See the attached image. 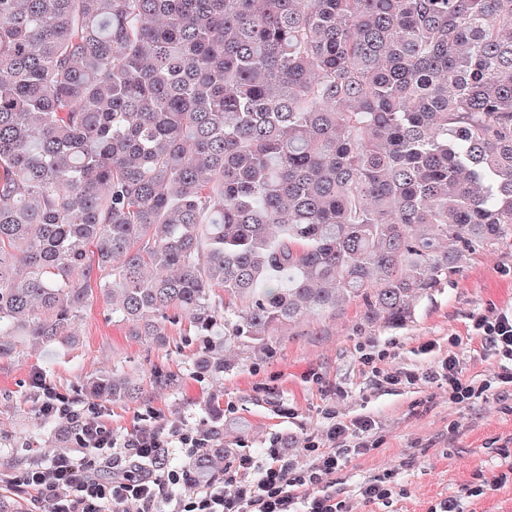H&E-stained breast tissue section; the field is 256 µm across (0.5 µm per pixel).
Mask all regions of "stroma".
Segmentation results:
<instances>
[{
  "mask_svg": "<svg viewBox=\"0 0 512 512\" xmlns=\"http://www.w3.org/2000/svg\"><path fill=\"white\" fill-rule=\"evenodd\" d=\"M512 312V240L474 254L463 275L420 300L402 326L365 324L352 304L336 316L279 332L268 346L243 353L229 349L223 379L200 378L189 323L168 325L164 343L129 335L113 321L108 304L95 302L78 321L73 349L49 347L16 360L0 361V471L18 473L54 453L41 431L31 385L45 374L77 407L84 400L79 381L116 368L140 388L127 402L98 400L91 405L113 432L124 435L155 422L197 434L209 428V405L224 406V462L243 457L261 464L273 439L289 453L320 437L328 412L343 418L369 416V450L348 456L336 476V491L351 512H427L449 496L464 512H512V467L501 456L512 449V400L479 397L464 403L448 398L447 387L380 382L375 369L419 373L447 355H456L464 379L479 386L493 379L502 363L472 332L474 317ZM378 355L376 367L362 354ZM174 374L176 386L157 382ZM395 472L391 498L369 503L359 486L384 469ZM502 476L493 489L483 481Z\"/></svg>",
  "mask_w": 512,
  "mask_h": 512,
  "instance_id": "35a3bbf8",
  "label": "stroma"
}]
</instances>
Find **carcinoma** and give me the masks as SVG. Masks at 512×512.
<instances>
[{"label": "carcinoma", "instance_id": "cac0c4a2", "mask_svg": "<svg viewBox=\"0 0 512 512\" xmlns=\"http://www.w3.org/2000/svg\"><path fill=\"white\" fill-rule=\"evenodd\" d=\"M510 239L512 0H0V360L102 299L188 319L217 379L353 301L403 324Z\"/></svg>", "mask_w": 512, "mask_h": 512}]
</instances>
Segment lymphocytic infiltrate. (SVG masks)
Listing matches in <instances>:
<instances>
[{"label": "lymphocytic infiltrate", "instance_id": "lymphocytic-infiltrate-1", "mask_svg": "<svg viewBox=\"0 0 512 512\" xmlns=\"http://www.w3.org/2000/svg\"><path fill=\"white\" fill-rule=\"evenodd\" d=\"M473 328L498 356L512 361V313L476 318ZM423 379L447 386L449 400L457 403L485 392L484 387L463 381L459 360L453 355L435 363ZM32 384L38 391L39 414L73 427L82 453L55 455L48 464L14 476L0 473V482L45 502L49 512H161L167 497L161 477L162 448L177 443L195 456L208 445L205 438L158 425L115 435L97 418L76 409L42 374H34ZM374 426L367 416L346 419L334 415L322 441L307 442L301 459L288 457L275 442L261 465L240 459L236 470L225 471L222 481H207L205 487H198L194 476L183 473L182 481L190 492L175 503L173 512H347L345 501L329 490L328 481L349 454L366 453L363 437ZM93 450L103 452L119 467L116 478L105 481L92 474L87 454Z\"/></svg>", "mask_w": 512, "mask_h": 512}]
</instances>
